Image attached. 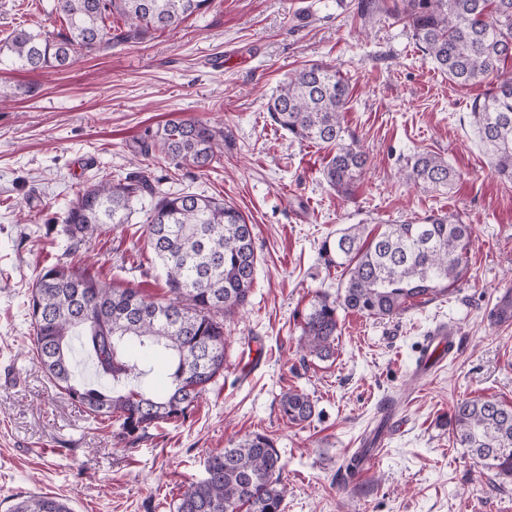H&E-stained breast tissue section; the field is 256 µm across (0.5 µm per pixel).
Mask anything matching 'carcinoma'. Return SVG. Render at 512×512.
Masks as SVG:
<instances>
[{
  "instance_id": "cac0c4a2",
  "label": "carcinoma",
  "mask_w": 512,
  "mask_h": 512,
  "mask_svg": "<svg viewBox=\"0 0 512 512\" xmlns=\"http://www.w3.org/2000/svg\"><path fill=\"white\" fill-rule=\"evenodd\" d=\"M210 0H56L60 26L16 28L0 44L19 70L62 69L79 57L112 46L127 35L144 37L178 26L204 11ZM394 11L416 43L448 80L463 86H492L471 104L478 137L495 175L512 184V78L498 75L512 55V0H401ZM118 15L127 32L112 33ZM349 91L336 71L305 67L284 82L268 102L274 125L303 142L332 152L324 177L347 192L366 169L369 156L344 126ZM224 132L199 119L171 120L147 127L134 151L157 153L175 165L204 170L224 155ZM406 180L443 192L455 179L441 156L422 152L406 164ZM155 199L144 225L145 242L164 273L163 297L100 280L88 268L56 262L42 268L27 301L35 358L55 387L93 418L117 424L116 444L132 445L161 421L186 419L195 404L224 375V317L248 300L257 254L252 225L223 200L192 193L161 195L155 179L139 171L112 181L110 175L79 191L67 210V255L108 224H124L131 207ZM472 227L457 215H428L386 224L371 237L351 224L326 238L321 255L341 269L336 298L319 297L299 338L309 352H334L340 309L393 319L451 291L469 272ZM165 361L167 387L147 380L149 366ZM279 412L300 425L314 414L309 395L282 394ZM452 436L475 463L497 479H512V405L489 398L462 400L449 417ZM281 457L273 440L247 436L210 455L204 476L178 499L175 512H283ZM11 512H71L52 494H34Z\"/></svg>"
}]
</instances>
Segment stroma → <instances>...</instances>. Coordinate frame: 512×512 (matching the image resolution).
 Here are the masks:
<instances>
[{
    "label": "stroma",
    "mask_w": 512,
    "mask_h": 512,
    "mask_svg": "<svg viewBox=\"0 0 512 512\" xmlns=\"http://www.w3.org/2000/svg\"><path fill=\"white\" fill-rule=\"evenodd\" d=\"M358 2L213 0L177 29L63 71L0 63V85L17 90L0 102V512L40 493L67 499L73 512H174L209 455L255 431L280 453L285 512H512V485L494 487L448 427L458 400L512 404V321L492 318L512 290V184L492 172L470 114L487 86H460L437 70L394 0L367 22ZM53 5L0 0V39L50 25ZM313 63L348 84L344 124L370 155L348 194L323 176L327 149L292 139L266 112L278 86ZM189 117L228 135L220 161L204 171L161 158L148 165L160 192L221 198L243 213L255 280L225 323L223 376L187 419L159 423L120 450L111 425L75 406L33 360L27 300L40 270L65 256L61 218L79 190L137 171L141 131ZM423 151L456 171L449 192L404 180L408 159ZM150 206L134 204L127 223L110 225L82 257L101 280L159 296L164 280L143 237ZM445 212L473 227L468 280L392 320L339 311L334 355L301 349L305 314L340 283L320 254L326 236ZM440 325L457 330L459 349L413 381L420 343ZM291 389L314 401L309 422L281 417ZM388 410L394 420L374 463L344 481L343 463Z\"/></svg>",
    "instance_id": "35a3bbf8"
}]
</instances>
